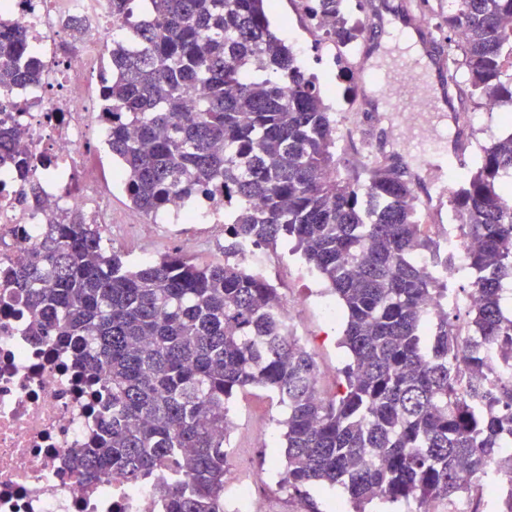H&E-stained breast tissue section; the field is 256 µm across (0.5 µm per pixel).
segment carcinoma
<instances>
[{
	"mask_svg": "<svg viewBox=\"0 0 512 512\" xmlns=\"http://www.w3.org/2000/svg\"><path fill=\"white\" fill-rule=\"evenodd\" d=\"M315 10L349 38L344 0ZM270 0H112L121 27L99 90L107 152L133 208L156 216L171 198L188 207L224 188V262L183 250L129 263L103 229L74 210L51 217L34 256L0 274V300L25 295L30 331L73 348L105 371L112 413L82 475L108 472L168 484L163 512H224L233 397L272 392L282 406V483L295 492L340 486L356 512L378 499L474 501L464 472H493L512 486V374H497L483 346L512 352V133L472 162L448 208L469 255L464 341L453 307L429 328L423 303L448 291L415 262L446 269L453 255L422 232L413 184L395 165L364 180L341 172L336 113L270 20ZM512 0H456L442 15L462 33L467 94L486 107L512 103L502 71ZM43 64L22 33L0 29V93L37 84ZM201 85L204 92L192 93ZM0 130V162L42 189ZM295 250L328 284L344 313L347 362L336 394L320 396L312 353L277 314V288L236 261L240 241Z\"/></svg>",
	"mask_w": 512,
	"mask_h": 512,
	"instance_id": "carcinoma-1",
	"label": "carcinoma"
}]
</instances>
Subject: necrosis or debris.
Returning a JSON list of instances; mask_svg holds the SVG:
<instances>
[{
	"instance_id": "4bbe7bcc",
	"label": "necrosis or debris",
	"mask_w": 512,
	"mask_h": 512,
	"mask_svg": "<svg viewBox=\"0 0 512 512\" xmlns=\"http://www.w3.org/2000/svg\"><path fill=\"white\" fill-rule=\"evenodd\" d=\"M308 18L339 73L354 83L341 93L343 137L357 140L364 161H373L375 144L357 137L363 83L349 69L364 39L341 40L322 14ZM68 19L79 27V42L70 39ZM0 27L22 31L44 64L41 85L6 92L9 106L0 111V128L20 126L16 153L42 187L39 207L21 202L14 166L0 165L1 271L32 251L45 215L60 220L79 209L87 223L113 232L101 177L88 159L104 146L90 136L100 116L93 88L111 75L103 49L119 29L111 0H0ZM102 380L61 344L30 335L24 298L0 307V512H159L160 483L112 473L88 483L79 475L102 422L93 394Z\"/></svg>"
}]
</instances>
